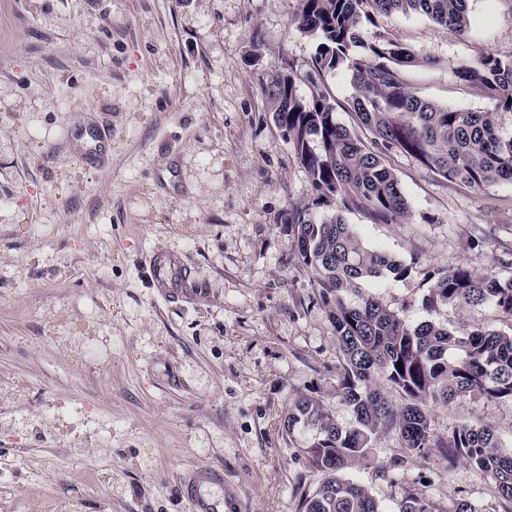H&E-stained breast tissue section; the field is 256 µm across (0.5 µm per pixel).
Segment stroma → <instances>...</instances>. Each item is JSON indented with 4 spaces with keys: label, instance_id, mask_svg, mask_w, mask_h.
<instances>
[{
    "label": "stroma",
    "instance_id": "stroma-1",
    "mask_svg": "<svg viewBox=\"0 0 512 512\" xmlns=\"http://www.w3.org/2000/svg\"><path fill=\"white\" fill-rule=\"evenodd\" d=\"M299 0H0V512H192L201 470L224 512H297L322 479L283 420L300 395L348 428L336 343L313 273L292 255L288 212L315 192L270 112L265 84L293 68L301 94L316 40ZM459 34L424 16L381 26L420 61L421 97L482 110L455 68L512 56V0H467ZM112 125L104 164L72 141ZM410 214L384 223L328 203L358 239L421 271L363 282L411 325L512 333L491 304L427 306L423 269L484 270L512 249V184L451 183L391 156ZM179 257L186 298L163 300L149 258ZM434 432L490 424L512 448V401L467 399L430 413ZM383 507L409 489L450 512L496 507L465 462L404 453L394 434L354 462Z\"/></svg>",
    "mask_w": 512,
    "mask_h": 512
}]
</instances>
